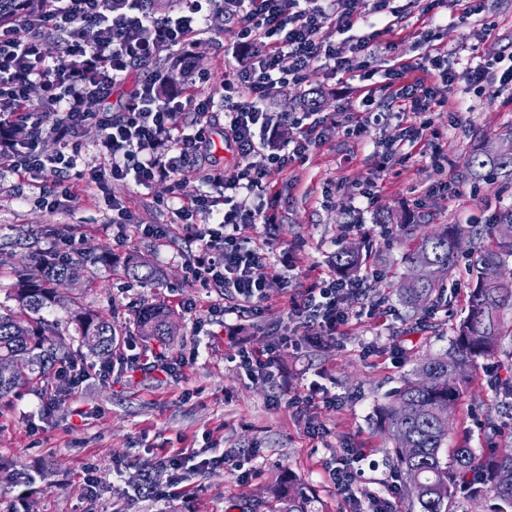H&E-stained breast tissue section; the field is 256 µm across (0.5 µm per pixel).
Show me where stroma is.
<instances>
[{
    "label": "stroma",
    "mask_w": 512,
    "mask_h": 512,
    "mask_svg": "<svg viewBox=\"0 0 512 512\" xmlns=\"http://www.w3.org/2000/svg\"><path fill=\"white\" fill-rule=\"evenodd\" d=\"M395 4L402 17L391 54L410 63L403 83L434 82L423 66L432 45L454 60L512 53V0H476L478 12L471 16L464 13V0H447L432 31L418 20L419 0ZM229 28L217 11L197 37L198 66L217 82L226 75ZM372 68L366 83L375 91L374 107L389 118L354 134L347 131L357 121L354 83L323 68L307 76L308 85L324 93L322 113L335 117L336 124L326 127L307 159L271 169L266 177L280 217L271 234L277 248L297 249L300 271L292 280L282 267L264 268L266 299L257 319L237 313L220 322L210 319L211 307L233 301L192 281L185 262L196 244L171 221L179 202L168 182L147 188L111 183L103 192L91 186L65 207L50 209L41 202L40 179L21 184L9 175L0 178V289L9 288L21 270L35 272V263H20L22 252L55 258L107 250L111 267L83 274L71 284L72 293L131 333L140 306L166 302L175 313V339L151 351L180 364L168 375L113 362L111 374L92 373L82 392L58 396L48 413L40 392L25 390L0 402V466L32 478L28 484L0 485V512H274L275 489L290 483L302 489L311 512H370L377 496L404 512L407 500L380 409L421 362L448 352L474 279L466 263H458L443 301L419 310L400 301L396 285L407 271L404 257L416 236L448 224L486 228L500 210L512 208V183L475 185L466 174L471 153L496 146L497 134L512 128V89L494 83L480 94L466 80H455L447 88V108L432 115L433 134L410 152L396 140L414 116L394 112L387 58L379 57ZM385 150L392 159L381 169L377 155ZM437 153L447 156L446 166L436 164ZM367 181L378 194L363 222L370 225L377 215L390 213L410 217L411 226L394 225L392 236L368 242L355 232L343 235L354 208L363 207L359 186ZM443 182L447 194H432ZM337 183L341 191L323 201L324 189ZM113 196L132 213L131 224L120 231L112 224ZM144 224H166L170 232L161 240L147 237L140 230ZM351 242L367 245L360 271L366 297L346 301L353 319L344 335L282 350L279 365L288 373L284 391L279 373L250 376L231 362L230 334L245 337L256 352L271 343L272 330L303 335V328L288 319L287 289H304L316 275L333 274L336 251ZM134 254L163 272L162 285L124 277L123 263ZM377 301L386 309L380 319L364 311L365 303ZM130 341L139 338L132 333ZM466 378L453 408L449 447L464 441L481 454L512 443V398L504 393L512 385V341H504L495 356L478 359ZM314 381L335 394L336 405L297 412L289 397L305 394ZM314 424L322 429L321 438L309 435ZM345 448L366 454L356 505L336 491L328 468ZM183 451L202 459L221 455L225 463L204 472L188 464L173 471L166 459ZM146 470L156 477L158 497L134 493L137 475ZM91 475L99 480L93 493L87 486ZM177 475L182 482L172 498L168 491Z\"/></svg>",
    "instance_id": "1"
}]
</instances>
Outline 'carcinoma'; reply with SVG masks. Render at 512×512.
I'll list each match as a JSON object with an SVG mask.
<instances>
[{
  "label": "carcinoma",
  "instance_id": "carcinoma-1",
  "mask_svg": "<svg viewBox=\"0 0 512 512\" xmlns=\"http://www.w3.org/2000/svg\"><path fill=\"white\" fill-rule=\"evenodd\" d=\"M506 151L494 156L477 150L466 162L467 175L475 182L494 175L512 181V130L504 134ZM462 229L450 224L439 231L422 234L406 257V263H428L433 275L425 282L407 277L399 284L400 299L415 308L422 299L438 297L444 280L452 274L460 250ZM512 260V238L498 237L495 244L480 251L473 263L475 285L470 290L466 315L454 328L450 352L430 358L416 368L414 377L404 381L383 409L389 435L395 442V459L405 477L409 512H453L456 493L469 488L480 476L498 504L496 512H512V448L478 455L461 445L448 451V406L460 397V384L473 361L498 350L512 326L505 315L512 312V282L502 280ZM363 262L360 247L348 246L336 252L335 264L346 276L355 274ZM112 265L105 251H80L66 261L42 266L40 274L23 273L0 299V363L24 355L27 364L10 375L0 374V401L16 389L43 390L64 366L92 355L103 363L112 361L116 344L123 338L112 318L78 306L77 298L61 292L74 266L92 272ZM126 277L140 282H157L163 274L147 259L133 257L123 267ZM78 307L71 317L74 333L65 334L61 322L51 313L57 307ZM172 314L161 304L142 307L135 330L149 347L171 340ZM428 374L420 384L419 376ZM277 512H310L308 500L294 486L276 492Z\"/></svg>",
  "mask_w": 512,
  "mask_h": 512
}]
</instances>
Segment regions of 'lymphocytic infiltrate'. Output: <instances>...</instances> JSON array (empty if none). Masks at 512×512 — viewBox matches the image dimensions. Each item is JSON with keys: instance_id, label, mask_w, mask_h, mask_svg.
Wrapping results in <instances>:
<instances>
[{"instance_id": "f902f5d3", "label": "lymphocytic infiltrate", "mask_w": 512, "mask_h": 512, "mask_svg": "<svg viewBox=\"0 0 512 512\" xmlns=\"http://www.w3.org/2000/svg\"><path fill=\"white\" fill-rule=\"evenodd\" d=\"M231 17L229 45L236 66L221 83L198 70L189 40L201 31L212 10ZM16 16L17 25L0 26V160L18 181L41 176L42 199L50 208L78 194L81 185L104 189L99 173L77 168L80 130L88 124L103 129L99 153L101 171L113 180L142 187L174 182L180 205L176 223L192 232L199 248L190 269L201 288L233 295L249 316L263 312L265 280L261 269L277 264L298 268L292 249L275 250L272 238L244 236L247 227H271L279 222L273 203L252 202L269 167H287L306 159L326 117L306 112L294 121L296 134L288 152L272 150L278 124L266 103L278 85L302 84L313 66L342 80L370 68L379 54L390 50L392 25L377 26L381 14H395L391 0H177L176 9L159 14L154 0H0V11ZM364 24L353 56L339 51L335 32ZM177 55L189 76L183 92L166 88V77L155 63ZM437 73L432 85H402L392 92L399 111L417 114L419 123L401 130L404 144L417 147L431 127L435 107L445 106V88L463 78L477 91L490 82L488 64L456 68L445 54L428 56ZM139 69L123 109L102 112L112 88ZM41 87L39 100L30 91ZM224 105V141L242 160L236 183L209 159L215 142L209 131L216 103ZM31 124L26 141L14 136L20 118ZM58 145L47 154L44 138ZM204 166L205 193H187L176 185L187 166ZM363 279L317 277L300 295L289 298V318L323 337L342 334L349 323L348 298H364Z\"/></svg>"}]
</instances>
